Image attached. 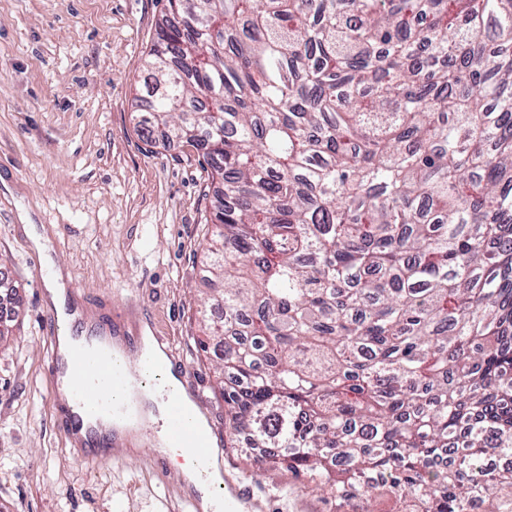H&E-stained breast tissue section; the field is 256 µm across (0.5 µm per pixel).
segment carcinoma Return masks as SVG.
<instances>
[{
  "instance_id": "cac0c4a2",
  "label": "carcinoma",
  "mask_w": 512,
  "mask_h": 512,
  "mask_svg": "<svg viewBox=\"0 0 512 512\" xmlns=\"http://www.w3.org/2000/svg\"><path fill=\"white\" fill-rule=\"evenodd\" d=\"M166 12L144 123L221 183L231 429L336 512H512V0Z\"/></svg>"
}]
</instances>
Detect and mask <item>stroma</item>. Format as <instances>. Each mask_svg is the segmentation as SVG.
Returning <instances> with one entry per match:
<instances>
[{
    "instance_id": "stroma-1",
    "label": "stroma",
    "mask_w": 512,
    "mask_h": 512,
    "mask_svg": "<svg viewBox=\"0 0 512 512\" xmlns=\"http://www.w3.org/2000/svg\"><path fill=\"white\" fill-rule=\"evenodd\" d=\"M166 0H0V274L19 312L0 342V512H190L176 469L149 445L86 462L57 428L46 320L49 268L99 328L138 340L142 326L182 357L224 470L263 512H333L334 499L225 430L214 343L199 346L203 239L216 186L203 153L143 133V60ZM47 230L38 253L23 223Z\"/></svg>"
}]
</instances>
